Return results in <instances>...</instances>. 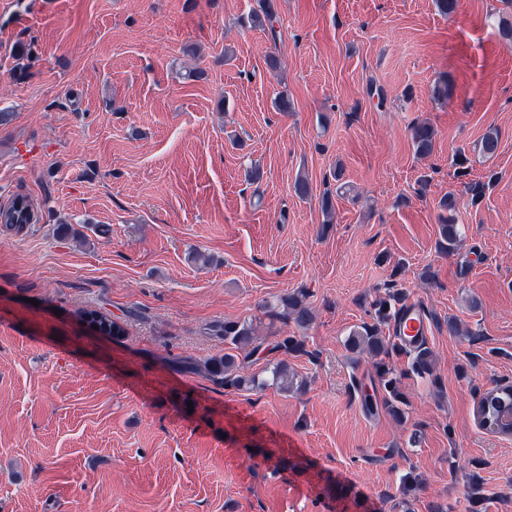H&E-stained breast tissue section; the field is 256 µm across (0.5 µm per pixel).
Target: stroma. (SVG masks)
<instances>
[{"instance_id": "1", "label": "stroma", "mask_w": 512, "mask_h": 512, "mask_svg": "<svg viewBox=\"0 0 512 512\" xmlns=\"http://www.w3.org/2000/svg\"><path fill=\"white\" fill-rule=\"evenodd\" d=\"M256 5L0 0V206L38 211L0 228V512H512V438L475 416L512 382V0H277L274 41L240 25ZM388 283L424 307L434 367L390 353L400 417L347 345ZM299 289L315 320L285 353L262 305ZM250 317V372L285 362L301 390L189 370L224 353L209 324ZM410 137L417 154L425 156L433 151L435 132L429 124L421 122L411 126ZM38 220L33 204L27 196L17 195L9 204L0 207V224L9 230H20L24 224H34ZM440 207L449 214L448 217H443L442 223L439 224L438 244L442 252L451 255L456 251L460 237L458 225L455 224V218L452 215L455 209L454 197L448 195L447 199L441 201ZM82 316L85 319V321H88L91 324L99 326L103 332L115 338H120L121 336H124L126 333L124 326L120 322L112 320V318L109 315L99 310H85L83 311Z\"/></svg>"}]
</instances>
